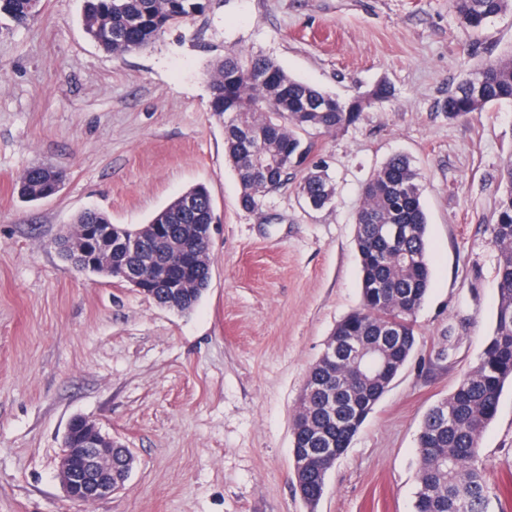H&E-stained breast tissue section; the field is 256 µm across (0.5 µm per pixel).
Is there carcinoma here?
<instances>
[{"mask_svg": "<svg viewBox=\"0 0 512 512\" xmlns=\"http://www.w3.org/2000/svg\"><path fill=\"white\" fill-rule=\"evenodd\" d=\"M40 0H0V15L17 24L33 20ZM207 0H82L87 37L114 55L143 50L167 27L204 12ZM459 23L474 34L495 18L512 12V0H454ZM480 74L481 85L473 84ZM211 110L231 118L224 129V149L242 185L240 203L258 206L268 188L290 174L301 175L299 193L314 209L330 206L336 188L327 170L310 166L316 132H334L354 123L360 112L390 94L379 85L346 102L290 75L275 61L261 55L228 54L210 65ZM512 101V50L471 70L448 94L444 109L452 119L466 118L488 105ZM67 172L51 163L33 166L19 177L18 193L30 201L55 194ZM503 189L495 200L488 231L497 249V305L491 333L486 336L478 362L459 380L448 398L425 415L418 434L420 465L413 512H488L493 492L480 458V441L495 419L505 384L512 381V157L500 170ZM194 207L187 210L183 199ZM418 173L409 159L391 157L363 186V202L356 213V247L361 266L362 306L336 325L334 336H359L366 346L381 344L394 327L405 340L395 353L401 370L417 344L415 317L431 284L427 249V221L420 201ZM209 191L190 189L162 210L163 218L131 228L111 224L96 210L81 213L75 227L56 239L62 256L80 272L114 276L140 268L149 259L166 278L147 272L135 285L140 292L178 312H188L210 281L209 246L212 223ZM113 226L119 236L137 240L136 247L102 252L97 225ZM391 224L403 227L399 240L387 232ZM181 284L172 295L167 280ZM381 281L390 298L375 302L369 286ZM336 376L323 359L312 367L301 395L303 408L293 421V440L303 448L350 446L357 430L349 429L348 405L336 396ZM365 401L376 405L388 388L369 378L363 367L346 364L340 375ZM335 460L321 471L297 477L301 498L315 506L323 495L326 477Z\"/></svg>", "mask_w": 512, "mask_h": 512, "instance_id": "obj_1", "label": "carcinoma"}]
</instances>
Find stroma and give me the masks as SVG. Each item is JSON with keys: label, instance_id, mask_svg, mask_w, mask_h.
I'll list each match as a JSON object with an SVG mask.
<instances>
[{"label": "stroma", "instance_id": "obj_1", "mask_svg": "<svg viewBox=\"0 0 512 512\" xmlns=\"http://www.w3.org/2000/svg\"><path fill=\"white\" fill-rule=\"evenodd\" d=\"M81 6L41 0L28 24L0 17V512H412L423 417L493 328L486 224L512 156V101L457 120L444 104L512 48V13L476 39L453 0H209L117 56L88 39ZM233 52L345 101L390 86L354 124L316 137L332 206L310 209L292 181L240 205L205 72ZM397 154L420 176L428 223L418 343L312 510L291 481L293 414L336 324L361 305L354 215L363 184ZM38 163L67 177L28 202L15 184ZM197 185L216 223L209 286L190 312L79 272L54 243L83 211L144 225ZM77 415L134 454L124 490L91 504L58 479ZM481 446L512 499L510 384Z\"/></svg>", "mask_w": 512, "mask_h": 512}]
</instances>
